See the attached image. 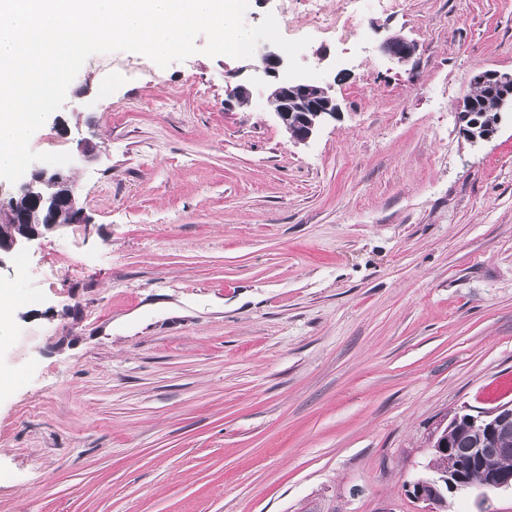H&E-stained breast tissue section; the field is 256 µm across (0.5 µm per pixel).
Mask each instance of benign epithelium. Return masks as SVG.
<instances>
[{
	"label": "benign epithelium",
	"instance_id": "1",
	"mask_svg": "<svg viewBox=\"0 0 512 512\" xmlns=\"http://www.w3.org/2000/svg\"><path fill=\"white\" fill-rule=\"evenodd\" d=\"M381 53L400 63L408 62L415 53V44L403 36L392 35L380 45ZM287 68V57L281 50L266 49L259 54L253 69L264 83L268 99L279 101L274 110L275 117L283 128L299 120L292 139L296 143L308 142L328 118L336 117L339 104L332 93V87L310 84L302 79L289 80L280 77ZM491 84L500 91V109L512 110V72L485 69L475 73L471 84ZM14 194L27 199L29 206L40 212V223L32 224L25 211L7 213L14 231L0 236L1 256H9L29 250L35 242L62 227L59 214L65 212L69 223H85L84 208L80 202L77 185L71 181L65 170L40 166L14 189ZM472 430L477 433L478 443L470 449V461L482 462L490 456H512V402L499 405L477 415H466ZM455 417L449 425L438 429L432 437V448L436 455L452 452L453 440L450 432L459 423ZM462 477L452 471L433 474L414 483V496L429 505L425 512H439L437 507L445 503V492L462 489ZM481 488L486 490H512V468H499L485 472Z\"/></svg>",
	"mask_w": 512,
	"mask_h": 512
}]
</instances>
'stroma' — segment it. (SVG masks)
<instances>
[{"instance_id": "obj_1", "label": "stroma", "mask_w": 512, "mask_h": 512, "mask_svg": "<svg viewBox=\"0 0 512 512\" xmlns=\"http://www.w3.org/2000/svg\"><path fill=\"white\" fill-rule=\"evenodd\" d=\"M268 13L340 104L307 143L252 59L200 53L92 55L32 135L97 149L65 166L86 223L0 263V512H421L434 432L512 402V120L457 123L512 71V0H363L342 43ZM415 44L403 36L392 35L386 38L380 45L381 53L403 64L408 62L415 53ZM491 84L497 87L500 91V104L498 94L487 85H476L472 87L470 93L473 96L475 103L474 116L467 122V129L478 136L487 127L495 124L497 117L504 109H510L512 112V72H503L496 69H485L475 73L471 78V84ZM466 94L460 104L458 111V123L461 129V134L472 145H477L489 141L496 134L502 117L500 116L497 126L489 133L483 134L481 138L471 135L462 126L470 117L468 113L471 112L472 98L471 95ZM472 122V126L469 123Z\"/></svg>"}]
</instances>
